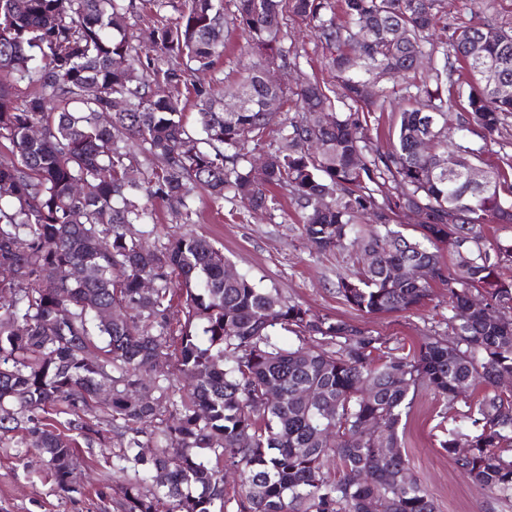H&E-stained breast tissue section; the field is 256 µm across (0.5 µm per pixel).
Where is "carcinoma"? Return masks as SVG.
<instances>
[{
  "label": "carcinoma",
  "instance_id": "obj_1",
  "mask_svg": "<svg viewBox=\"0 0 512 512\" xmlns=\"http://www.w3.org/2000/svg\"><path fill=\"white\" fill-rule=\"evenodd\" d=\"M143 2L152 6L148 48L128 32L135 0H0V182L11 187L0 193V297H9L0 305V428L26 420L30 447L63 492L78 478L70 432L101 444L114 433L112 467L131 473L121 512H438L401 451L402 420L423 388L463 402L470 423L442 428L439 448L511 500L512 391L498 382L512 376V281L500 277L512 235L488 226L512 224V173L489 164L484 186L469 187L482 150L464 137L448 143L447 114L456 93L461 130L485 137L512 116V95L496 89L512 83V29L473 24L437 42L444 0H341L340 16L332 0H232L230 12L224 0H183L175 19L163 14L166 0ZM229 25L247 38L245 73L224 87L188 82L213 68ZM290 25L318 33L348 111H336L314 76L297 75L294 89L263 81L271 65L296 71L284 46ZM426 62L427 77L404 87L397 144L379 151L370 114L387 111V95L366 87ZM183 87L198 136L183 123ZM290 93L301 118L272 136L265 105ZM226 97L236 111H224ZM115 98L124 111H112ZM420 136L432 153L416 152ZM256 151L267 158L261 180ZM82 183L92 191L79 196ZM196 189L254 212L282 192L312 249L354 251L356 269L336 288L346 303L368 315L410 312L439 284L450 333L413 352L388 350L382 337L245 275L225 278L224 253L204 238L181 234L152 249L130 234L153 221L156 201L192 221ZM403 208L420 213L419 235L399 230ZM450 236L464 242L468 265L441 263L438 245ZM404 264L422 278L392 277ZM71 267L83 278H68ZM474 292L502 318L472 309ZM278 326L297 343L282 345ZM172 357L192 379L181 394L164 371ZM476 384L486 391L474 402ZM301 390L322 401L303 402ZM130 392L150 402L131 405ZM167 405L170 420L161 418ZM229 470L240 476L231 493Z\"/></svg>",
  "mask_w": 512,
  "mask_h": 512
}]
</instances>
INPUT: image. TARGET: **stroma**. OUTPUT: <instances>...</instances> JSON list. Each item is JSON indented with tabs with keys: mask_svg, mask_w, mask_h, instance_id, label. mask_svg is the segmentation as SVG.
Wrapping results in <instances>:
<instances>
[{
	"mask_svg": "<svg viewBox=\"0 0 512 512\" xmlns=\"http://www.w3.org/2000/svg\"><path fill=\"white\" fill-rule=\"evenodd\" d=\"M512 26V0H487L475 10L471 0H446V29L434 32L436 40L449 29L482 22ZM225 49L212 71L214 78L231 84L252 61L246 37L239 30H224ZM288 44L299 54L301 71L335 87L326 66V50L315 32L305 28L288 31ZM193 223L176 221L165 203L155 202L154 220L160 237L190 233L222 249L236 273L251 277L259 286L278 290L288 300L313 313L357 325L387 339L389 347H417L426 336L448 333V291L435 288L432 301L420 310L367 315L351 308L336 293L341 276L350 274L353 261L337 251H310L301 236L302 215L288 198L279 197L272 213H250L231 198L213 203L201 191L194 192ZM462 404H448L430 391H419L406 420L403 451L412 473L427 488L439 512H512V502L461 474L436 444V425L467 429ZM23 431H0V512H120L117 494L126 475L112 468V453L119 446L79 442L77 457L82 478L70 492L55 485L43 458L23 444Z\"/></svg>",
	"mask_w": 512,
	"mask_h": 512,
	"instance_id": "35a3bbf8",
	"label": "stroma"
}]
</instances>
